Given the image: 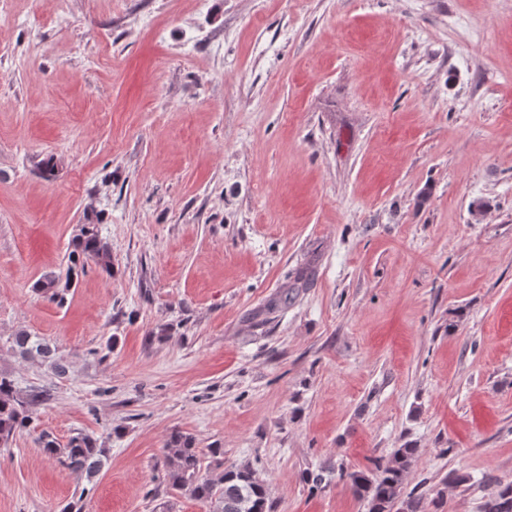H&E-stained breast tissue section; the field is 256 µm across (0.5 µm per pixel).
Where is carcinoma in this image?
Listing matches in <instances>:
<instances>
[{
  "label": "carcinoma",
  "mask_w": 512,
  "mask_h": 512,
  "mask_svg": "<svg viewBox=\"0 0 512 512\" xmlns=\"http://www.w3.org/2000/svg\"><path fill=\"white\" fill-rule=\"evenodd\" d=\"M94 262L104 270H112V254L94 224H82L72 240L65 278L45 275L35 288L49 301L61 304L85 264ZM14 348L23 356L49 358L52 350L39 338L21 330L13 337ZM31 401L23 397L8 372L0 371V442H7L18 431L33 422ZM41 448L64 468L96 476L107 458L108 450L98 439L78 432L66 444L51 434L39 436ZM166 479L169 486L207 505L209 512H273L266 483L249 467L225 470L216 475L203 472V459L194 438L180 430L169 435L164 448ZM417 460V449L397 448L387 459L372 468L341 470L339 478L346 481L353 494L364 503L366 512H426L421 495L403 496V484ZM481 512H512V482L497 483L481 505Z\"/></svg>",
  "instance_id": "cac0c4a2"
}]
</instances>
